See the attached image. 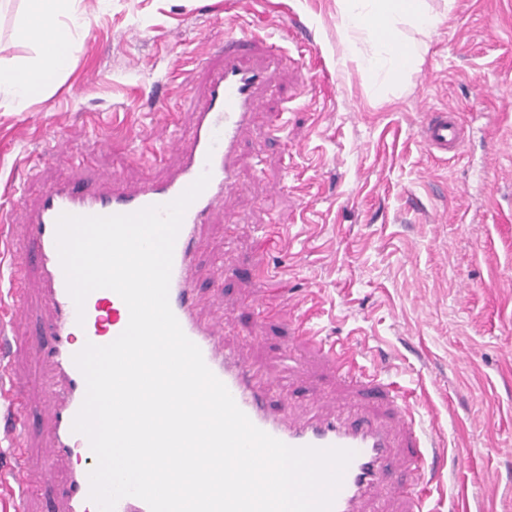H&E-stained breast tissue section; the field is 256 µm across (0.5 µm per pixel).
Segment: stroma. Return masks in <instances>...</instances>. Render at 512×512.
<instances>
[{"instance_id":"35a3bbf8","label":"stroma","mask_w":512,"mask_h":512,"mask_svg":"<svg viewBox=\"0 0 512 512\" xmlns=\"http://www.w3.org/2000/svg\"><path fill=\"white\" fill-rule=\"evenodd\" d=\"M428 31L400 25L418 57L380 82L343 57L336 0H82L87 28L46 96L0 107V207L35 203L62 177L97 185L119 170L137 186L161 141L163 110L180 128L219 65L232 28L247 55L282 46L275 92L243 135L240 188L199 235L198 313L263 376L287 386L280 355L295 317L362 351L376 396L341 382L303 341L306 385L327 409L392 421L395 404L437 422L443 466L431 512H512V0H425ZM25 0H0V64L33 56ZM455 109L466 148L427 153L428 106ZM63 132L66 149L49 148ZM456 214L466 223L453 222ZM227 257L215 276L212 262ZM263 290L277 316L244 305ZM40 272L27 269L26 317L5 357L26 402L32 474L53 451L43 364L26 338L46 329Z\"/></svg>"}]
</instances>
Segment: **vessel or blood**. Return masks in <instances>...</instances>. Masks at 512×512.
<instances>
[{
	"mask_svg": "<svg viewBox=\"0 0 512 512\" xmlns=\"http://www.w3.org/2000/svg\"><path fill=\"white\" fill-rule=\"evenodd\" d=\"M244 36L229 35L224 41L223 63L210 69L204 90L193 103L194 119L184 132L165 137L163 148L181 157L178 169L165 178L145 174L139 187L126 190L117 171L100 177L105 191H90L74 181L62 180L49 186L38 207L27 211L15 204L0 213V231L23 222L26 236L21 248L5 246L0 263L9 269L0 283V335L24 317L25 302L21 257L35 261L43 283V298L52 315L44 334L32 336V344L42 352L51 375L45 389L47 426L54 439L53 461L43 466L41 479L27 475L29 456L27 420L22 396L0 362V404L11 420L8 434L13 460L9 478L0 488L18 503L38 495L42 485L51 484L56 461L68 462L67 484L61 499L62 512H98L90 500L89 473L96 458L86 436L74 432L73 421L86 393L85 379L73 357L86 343L106 345L127 327L129 310L112 290L99 289L88 295L83 309H76L66 287L56 247V221L61 214L80 216L128 214L148 206L165 205L178 198L202 173H209L205 190L187 208L177 235L169 285V304L185 335L201 350L203 359L224 383L238 407L251 422L292 447H338L352 450L332 512H365L367 504L383 488L387 469L393 462L395 435L391 428L364 416L318 412L303 418L290 401L272 403L273 382H259L251 368L224 337L222 321L204 323L195 312V232L223 209L225 196L238 188V146L242 134L262 112V90L268 83V70L244 62L241 47ZM420 139L428 153L461 155L464 131L455 109L433 107L421 129ZM400 425L411 452L403 463L413 470L436 476L430 452L438 448L437 437L419 432L407 408H398Z\"/></svg>",
	"mask_w": 512,
	"mask_h": 512,
	"instance_id": "vessel-or-blood-1",
	"label": "vessel or blood"
}]
</instances>
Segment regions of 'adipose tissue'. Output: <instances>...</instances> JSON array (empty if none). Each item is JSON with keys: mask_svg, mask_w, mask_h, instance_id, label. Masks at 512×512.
<instances>
[{"mask_svg": "<svg viewBox=\"0 0 512 512\" xmlns=\"http://www.w3.org/2000/svg\"><path fill=\"white\" fill-rule=\"evenodd\" d=\"M25 32L49 21L50 32L36 41V55L23 65L0 69V101L23 110L55 83L67 61L77 31L85 24L79 0H27ZM339 27L351 57L362 69L395 80L413 61L414 50L399 36L398 26L409 23L433 28L438 18L424 0H336Z\"/></svg>", "mask_w": 512, "mask_h": 512, "instance_id": "obj_1", "label": "adipose tissue"}]
</instances>
